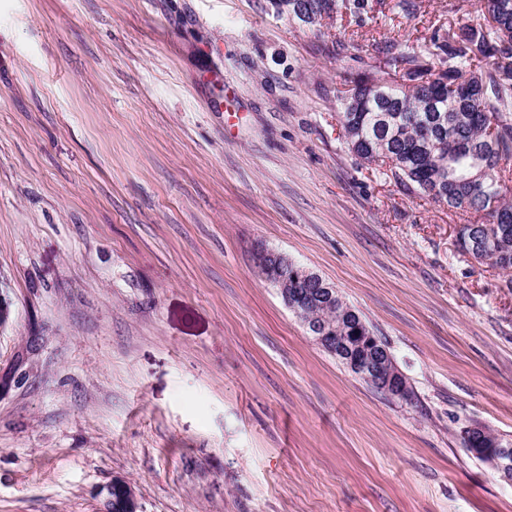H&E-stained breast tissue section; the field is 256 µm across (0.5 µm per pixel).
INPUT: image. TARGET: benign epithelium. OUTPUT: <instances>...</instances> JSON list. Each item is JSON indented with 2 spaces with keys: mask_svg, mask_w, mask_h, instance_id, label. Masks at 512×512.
<instances>
[{
  "mask_svg": "<svg viewBox=\"0 0 512 512\" xmlns=\"http://www.w3.org/2000/svg\"><path fill=\"white\" fill-rule=\"evenodd\" d=\"M269 263L261 275L269 283L278 288L284 303L292 309H297L293 302L292 284L298 281H306L319 288V293L329 301L345 304L337 289L330 283L321 279L317 273L297 265L287 255L268 251ZM336 358L341 361L348 370L362 379L366 384H378L391 397L405 399L407 394V382L405 376L394 366V360L388 348L381 345L372 336L367 337V345L361 347V354L353 353L351 349L343 346L336 347ZM469 452L480 457L500 477L501 480L512 483V446L503 445L501 440H496L491 448H471ZM119 490V497H112L113 489ZM104 512H141L134 487L121 479L112 481V485L106 489Z\"/></svg>",
  "mask_w": 512,
  "mask_h": 512,
  "instance_id": "1",
  "label": "benign epithelium"
}]
</instances>
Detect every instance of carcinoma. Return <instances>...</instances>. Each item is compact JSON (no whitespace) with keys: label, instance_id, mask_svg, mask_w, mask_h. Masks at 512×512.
<instances>
[{"label":"carcinoma","instance_id":"1","mask_svg":"<svg viewBox=\"0 0 512 512\" xmlns=\"http://www.w3.org/2000/svg\"><path fill=\"white\" fill-rule=\"evenodd\" d=\"M315 25L334 16L358 28L381 0H295ZM499 0H478L475 16L437 28L424 44L403 36L375 43L376 72L391 82L369 88L360 74L340 98L345 142L365 164L388 167L410 193L449 209L482 214L462 224L459 248L479 264L512 272V40L504 45ZM300 309L332 341L371 334L360 313L343 318L334 303H313L300 283Z\"/></svg>","mask_w":512,"mask_h":512}]
</instances>
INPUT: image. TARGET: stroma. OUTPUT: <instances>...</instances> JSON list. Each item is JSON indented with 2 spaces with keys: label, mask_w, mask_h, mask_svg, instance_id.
<instances>
[{
  "label": "stroma",
  "mask_w": 512,
  "mask_h": 512,
  "mask_svg": "<svg viewBox=\"0 0 512 512\" xmlns=\"http://www.w3.org/2000/svg\"><path fill=\"white\" fill-rule=\"evenodd\" d=\"M472 0L376 12L337 57L270 0H0V512H512L464 447L512 444V288L467 218L348 150L373 41ZM332 283L412 389L307 335L257 246ZM113 486L120 492L118 498H113ZM141 505L139 503L134 487L121 479H116L106 489V496L104 501V512H141Z\"/></svg>",
  "instance_id": "stroma-1"
}]
</instances>
